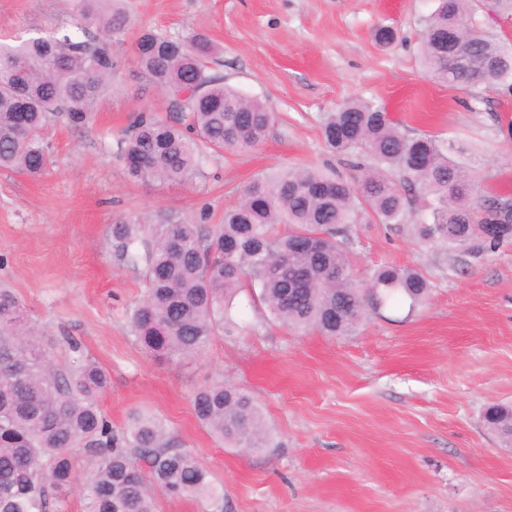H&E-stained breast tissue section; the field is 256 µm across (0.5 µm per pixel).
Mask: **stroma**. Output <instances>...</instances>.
Masks as SVG:
<instances>
[{
	"label": "stroma",
	"instance_id": "35a3bbf8",
	"mask_svg": "<svg viewBox=\"0 0 512 512\" xmlns=\"http://www.w3.org/2000/svg\"><path fill=\"white\" fill-rule=\"evenodd\" d=\"M128 27L110 37L118 70L93 122L43 131L50 167L34 178L0 169V288L38 325L57 368L78 360L108 377L98 403L114 428L159 418L224 490V512H512V448L481 420L512 402V238L480 254L423 245L411 221L355 224L346 248L355 279L380 264L421 271L429 296L389 307L348 336L295 329L240 295L233 333L200 357L147 355L130 331L141 267L120 261L121 218L173 211L219 224L252 180L286 168H332L348 157L325 143L327 113L361 97L408 134L460 147L477 198L512 204V92L431 81L418 56L432 0H123ZM71 0H0V39L71 24ZM394 44L375 43L378 27ZM196 33L220 47L226 84L276 116L256 147L209 154L206 178L131 181L118 143L143 107L167 99L140 77L145 31ZM75 337L79 351L62 344ZM231 384L261 409L265 447L224 445L196 419L204 386Z\"/></svg>",
	"mask_w": 512,
	"mask_h": 512
}]
</instances>
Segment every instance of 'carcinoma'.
<instances>
[{"mask_svg": "<svg viewBox=\"0 0 512 512\" xmlns=\"http://www.w3.org/2000/svg\"><path fill=\"white\" fill-rule=\"evenodd\" d=\"M112 2L75 0L73 31L0 41L1 169L42 176L48 122L81 130L92 121L116 67L107 40L128 24L122 10L101 8ZM136 47L141 78L166 94L168 111L182 122L139 110L120 142L130 179L190 184L205 177V153L253 147L266 137L273 113L224 84L211 67L208 39L146 31ZM420 56L434 82L512 91V44L473 22V0H437L424 21ZM322 132L333 151L364 153L370 162L355 163L351 180L315 168L256 179L222 224H188L169 212L112 225L114 253L143 263L144 294L130 318L141 349L169 361L202 355L214 336L235 327L245 283L259 289L273 319L325 336H346L390 305L415 309L429 290L420 271L382 265L357 281L337 239L351 224L402 223L407 198L398 180L427 199L428 214L414 224L420 242L480 249L509 236L512 205L475 208V181L445 144L403 133L381 106L351 99L328 114ZM107 386L92 362L56 368L17 297L0 290V512H49L52 500L72 491V451L80 446L98 455L83 482L86 512H156L160 495L223 498L207 468L174 444L159 419L136 414L113 429L97 401ZM193 409L223 443L260 448L267 441L258 406L233 385L198 389ZM483 423L512 447V404L491 405Z\"/></svg>", "mask_w": 512, "mask_h": 512, "instance_id": "obj_1", "label": "carcinoma"}]
</instances>
